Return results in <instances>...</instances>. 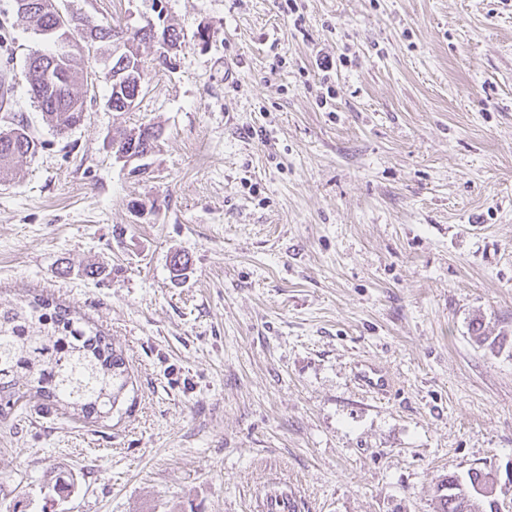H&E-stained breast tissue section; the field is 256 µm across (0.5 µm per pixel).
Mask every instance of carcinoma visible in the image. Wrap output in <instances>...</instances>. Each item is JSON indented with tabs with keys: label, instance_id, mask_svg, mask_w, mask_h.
I'll return each mask as SVG.
<instances>
[{
	"label": "carcinoma",
	"instance_id": "carcinoma-1",
	"mask_svg": "<svg viewBox=\"0 0 512 512\" xmlns=\"http://www.w3.org/2000/svg\"><path fill=\"white\" fill-rule=\"evenodd\" d=\"M51 0H14L19 17L43 32L56 27ZM29 94L56 133L74 128L84 105L83 71L55 64L54 53H34L26 61ZM10 70H0V109L9 108ZM0 130V177L36 152L38 143L23 117L6 113ZM130 382L126 357L110 337L44 296L0 302V411L32 393L73 418H105L120 404ZM493 483L491 474L471 469L467 478L446 475L437 484L436 512H498L495 500L475 490Z\"/></svg>",
	"mask_w": 512,
	"mask_h": 512
}]
</instances>
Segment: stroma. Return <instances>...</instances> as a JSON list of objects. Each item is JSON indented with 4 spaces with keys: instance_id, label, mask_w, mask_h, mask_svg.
Here are the masks:
<instances>
[{
    "instance_id": "1",
    "label": "stroma",
    "mask_w": 512,
    "mask_h": 512,
    "mask_svg": "<svg viewBox=\"0 0 512 512\" xmlns=\"http://www.w3.org/2000/svg\"><path fill=\"white\" fill-rule=\"evenodd\" d=\"M56 4L180 42H140L137 106L98 82L60 136L24 69L54 43L0 0L39 143L0 182V300L70 306L133 384L107 418L34 396L0 417V512H265L271 487L435 512L473 468L512 512V0ZM144 125L134 173L110 141Z\"/></svg>"
}]
</instances>
